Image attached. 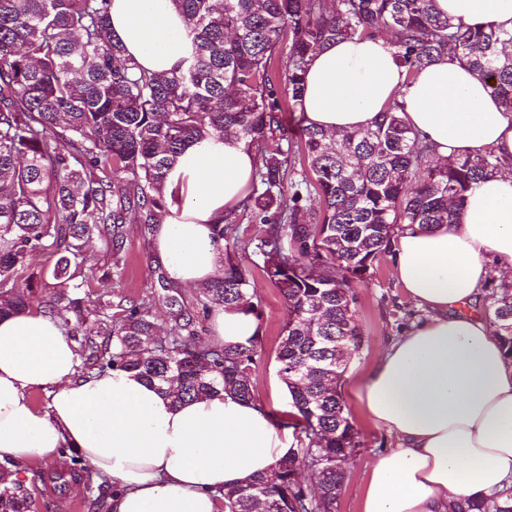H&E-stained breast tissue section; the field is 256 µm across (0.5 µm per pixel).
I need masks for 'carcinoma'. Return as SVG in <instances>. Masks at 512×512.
<instances>
[{
  "mask_svg": "<svg viewBox=\"0 0 512 512\" xmlns=\"http://www.w3.org/2000/svg\"><path fill=\"white\" fill-rule=\"evenodd\" d=\"M192 54L171 72L149 73L123 55L110 28L112 0H0V315L35 306L76 344L81 372L120 368L174 401L230 387L254 399V336L242 345L201 342L212 307L256 312L248 271L225 251L224 273L187 304L158 273L166 318L150 306L98 296L82 272L83 246L103 241L102 277L122 273L125 224L150 232L165 209L168 171L186 145L233 136L258 160L252 190L214 225L217 243L258 225L252 252L288 305L279 373L298 412L303 446L265 474L221 493L224 512H334L358 447L339 391L338 344L355 352L354 283L370 276L398 232L454 224L470 185L502 167L482 147L439 164L404 121L394 93L361 133L327 134L302 112L309 55L355 37L389 38L406 78L449 58L489 82L512 113V33L455 23L435 0H173ZM285 57L278 80L269 75ZM300 112L289 139L283 104ZM124 174L118 181L107 173ZM57 256L53 298L26 274L36 251ZM336 272L331 273L327 268ZM495 334L512 358V286L498 284ZM79 457L53 468L64 494L81 477ZM28 492L0 465V512H27ZM462 512H512V495L475 499Z\"/></svg>",
  "mask_w": 512,
  "mask_h": 512,
  "instance_id": "1",
  "label": "carcinoma"
}]
</instances>
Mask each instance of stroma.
<instances>
[{
  "label": "stroma",
  "mask_w": 512,
  "mask_h": 512,
  "mask_svg": "<svg viewBox=\"0 0 512 512\" xmlns=\"http://www.w3.org/2000/svg\"><path fill=\"white\" fill-rule=\"evenodd\" d=\"M255 225L242 223L234 241L235 256L248 270L256 290L254 302L259 314L261 355L252 368L254 400L267 407L274 422L290 431L291 447H300L303 435L289 412L288 391L282 384L276 358L281 330L288 320V308L278 288L255 265L250 240ZM127 265L122 276L102 279V247L98 239H90L84 247V273L95 294H107L113 300L133 298L150 304L157 317H164L165 308L157 299V264L153 259L152 236L143 234L135 223L126 226ZM355 318L363 333V345L355 353L343 375L340 391L358 434L359 446L345 470L342 493L336 512H359L368 470L372 462L390 446L387 433L369 420L356 396L357 386L366 378L378 355L400 335L405 327L421 316L393 279L387 258H379L366 282L356 285ZM46 465L34 462L29 466L30 478L23 484L30 497L29 512H99L79 484L64 495L54 493L39 478Z\"/></svg>",
  "instance_id": "1"
}]
</instances>
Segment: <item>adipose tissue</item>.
Returning <instances> with one entry per match:
<instances>
[{"label": "adipose tissue", "mask_w": 512, "mask_h": 512, "mask_svg": "<svg viewBox=\"0 0 512 512\" xmlns=\"http://www.w3.org/2000/svg\"><path fill=\"white\" fill-rule=\"evenodd\" d=\"M469 26L512 33V0H436ZM126 56L151 72L192 51L173 0H112ZM383 38L345 40L312 54L303 109L329 134L371 126L394 92L402 117L435 158L490 146L504 169L472 184L459 223L400 233L391 272L424 317L382 352L357 388L370 421L394 439L372 464L360 512H459L512 492V358L475 309L493 277L512 278V114L458 62L406 79ZM256 155L229 137L191 143L166 177L153 256L170 279L197 288L223 273L213 226L250 191ZM214 341L258 335L254 313L215 307ZM59 324L29 309L0 316V462L23 469L68 447L112 483L110 512H219L222 491L247 484L289 447L268 412L232 391L181 404L135 374L81 375ZM44 391L46 407L32 399Z\"/></svg>", "instance_id": "obj_1"}]
</instances>
